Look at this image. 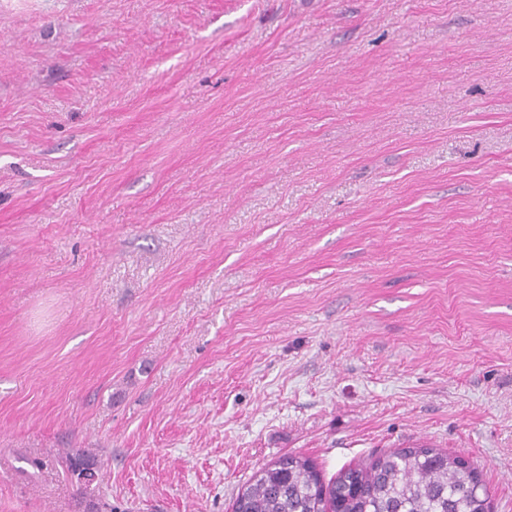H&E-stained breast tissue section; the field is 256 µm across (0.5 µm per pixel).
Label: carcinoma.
<instances>
[{"instance_id":"carcinoma-1","label":"carcinoma","mask_w":512,"mask_h":512,"mask_svg":"<svg viewBox=\"0 0 512 512\" xmlns=\"http://www.w3.org/2000/svg\"><path fill=\"white\" fill-rule=\"evenodd\" d=\"M61 460L85 498L92 481L77 475V467L97 460L84 452ZM233 512H490V505L482 480L461 456L416 445L343 467L329 482L309 458L283 455L253 475Z\"/></svg>"}]
</instances>
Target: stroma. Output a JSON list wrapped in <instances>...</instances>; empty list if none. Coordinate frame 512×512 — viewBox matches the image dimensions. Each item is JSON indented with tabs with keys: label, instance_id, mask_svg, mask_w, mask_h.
<instances>
[{
	"label": "stroma",
	"instance_id": "1",
	"mask_svg": "<svg viewBox=\"0 0 512 512\" xmlns=\"http://www.w3.org/2000/svg\"><path fill=\"white\" fill-rule=\"evenodd\" d=\"M414 444L512 512V0H0V512ZM61 460L64 463L71 478L79 486L78 490L80 491V494H79L80 499H86V501L88 499L90 506H92L91 511L97 512L98 509L96 507V503L92 499H90V497L88 498L87 496H85V495H87V490L90 489V486L96 480H83L80 475L76 474L78 465L80 463H82L83 461L88 460L93 463V465L95 466L96 472L94 470V467H92L91 465H88V466H86V469L84 470L82 477L85 479H94L97 476V478H98L99 466L97 468L98 462L95 459V457L90 454L84 453V452H81V453L76 452L75 454L66 453L64 456L61 457Z\"/></svg>",
	"mask_w": 512,
	"mask_h": 512
}]
</instances>
